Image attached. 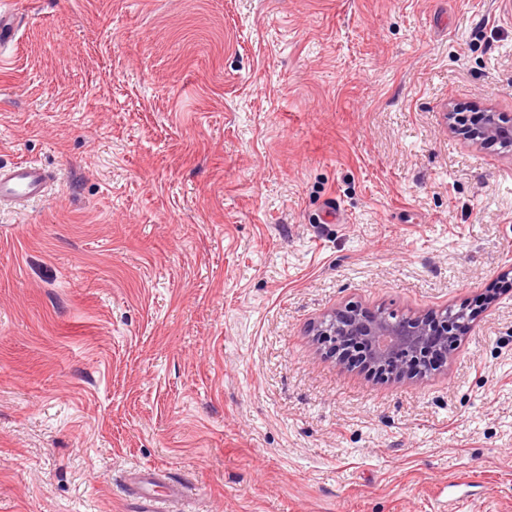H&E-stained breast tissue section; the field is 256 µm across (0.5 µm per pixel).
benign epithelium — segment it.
Segmentation results:
<instances>
[{"instance_id": "1", "label": "benign epithelium", "mask_w": 512, "mask_h": 512, "mask_svg": "<svg viewBox=\"0 0 512 512\" xmlns=\"http://www.w3.org/2000/svg\"><path fill=\"white\" fill-rule=\"evenodd\" d=\"M446 123L477 146L512 142V124L499 112H457L448 109ZM468 307L448 306L413 317L392 318L381 311L346 306L332 311L316 325V336L332 355L342 351L381 376L401 379L425 375L447 362L450 347L470 326Z\"/></svg>"}]
</instances>
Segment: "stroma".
<instances>
[{
	"label": "stroma",
	"mask_w": 512,
	"mask_h": 512,
	"mask_svg": "<svg viewBox=\"0 0 512 512\" xmlns=\"http://www.w3.org/2000/svg\"><path fill=\"white\" fill-rule=\"evenodd\" d=\"M0 512H512V0H0ZM475 306L386 379L345 306ZM445 119L449 130L460 131L466 140L480 147L497 143L510 145L512 141L511 121L507 124L498 112H455L450 106ZM49 180L48 172L35 161L19 164L7 171L0 169V203H20L38 198ZM165 480L166 478L155 469H146L141 473L137 492V512H168L164 505L179 500L181 490L166 483ZM157 488L165 489L164 495L158 494Z\"/></svg>",
	"instance_id": "obj_1"
}]
</instances>
